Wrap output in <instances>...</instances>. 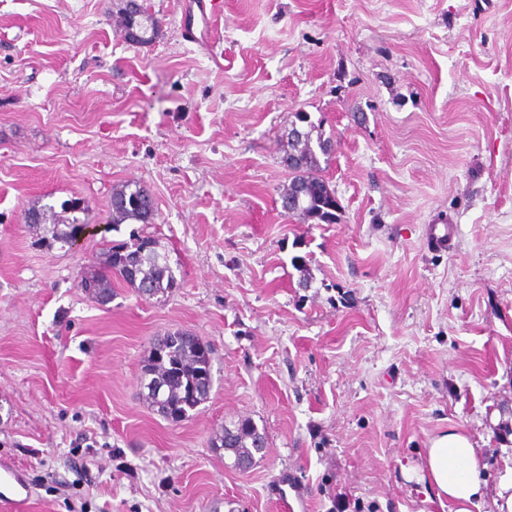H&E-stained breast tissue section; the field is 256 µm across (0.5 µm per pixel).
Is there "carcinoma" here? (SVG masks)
<instances>
[{"instance_id": "cac0c4a2", "label": "carcinoma", "mask_w": 512, "mask_h": 512, "mask_svg": "<svg viewBox=\"0 0 512 512\" xmlns=\"http://www.w3.org/2000/svg\"><path fill=\"white\" fill-rule=\"evenodd\" d=\"M136 29L141 31L140 42L152 40L148 33H156L158 21L143 4H135ZM296 121L306 124L303 139L289 143V154L298 156V162L289 165L290 183H306L308 189L298 202L288 201V190L280 195L281 208L291 215L317 223L333 224L342 206L336 202V189L321 175L319 156L328 157L332 150L331 138L324 135L322 124L314 123L304 112L294 113ZM112 198L119 203L112 207V224L128 221L149 224L155 209L150 191L137 183L122 184L113 188ZM62 211L69 214L61 218L54 206H32L27 212L37 216L41 240L69 243L74 238L76 226L84 223L78 214L86 213L72 198L62 204ZM128 285L138 293L146 292L154 298L164 295L176 285L175 274L168 257L158 251V240L153 235H132V242L118 243L105 249L100 272L96 275L93 292L106 294L111 299L112 279ZM212 389L211 348L198 337L177 330L160 336L152 342L143 361L140 377L142 399L163 417L179 422L194 416L197 408L209 398ZM211 448L223 450L234 456V465L251 460L265 446V438L249 420L224 426L214 434Z\"/></svg>"}]
</instances>
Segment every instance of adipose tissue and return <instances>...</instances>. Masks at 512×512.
<instances>
[{
    "instance_id": "obj_1",
    "label": "adipose tissue",
    "mask_w": 512,
    "mask_h": 512,
    "mask_svg": "<svg viewBox=\"0 0 512 512\" xmlns=\"http://www.w3.org/2000/svg\"><path fill=\"white\" fill-rule=\"evenodd\" d=\"M484 466L470 437L452 429L431 440L421 477L447 499L448 512H471L475 501L491 498L498 512H512V472L488 489Z\"/></svg>"
}]
</instances>
